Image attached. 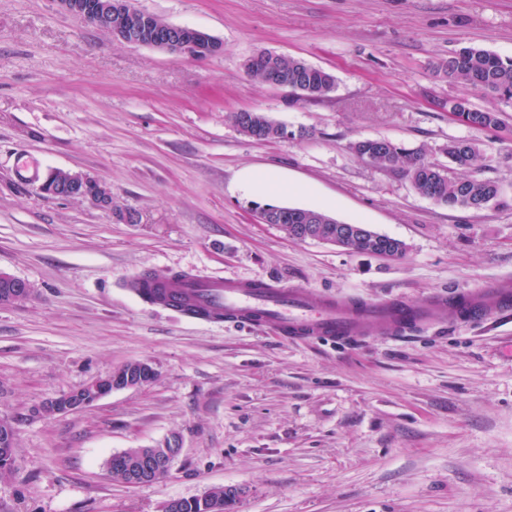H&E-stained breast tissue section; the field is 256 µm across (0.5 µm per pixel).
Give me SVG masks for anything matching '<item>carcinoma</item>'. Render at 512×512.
Masks as SVG:
<instances>
[{"mask_svg":"<svg viewBox=\"0 0 512 512\" xmlns=\"http://www.w3.org/2000/svg\"><path fill=\"white\" fill-rule=\"evenodd\" d=\"M278 64L297 76L301 89L291 86L292 94L300 91L307 97H321L336 88L335 76L305 60L284 55ZM448 82L460 84L471 92L491 94L504 104L512 105V59H502L485 49L466 47L448 57L443 64ZM448 113L458 122L479 130L498 129L503 125L502 113L476 107L469 96L448 99ZM351 149L361 159L372 154L375 167L401 174L408 178L414 190L434 202L450 208L483 209L501 203L502 189L490 179L458 177L452 174V166L481 167L482 156L476 146L466 139H452L444 149L448 165H440L425 159L420 150L407 149L389 139L366 138L351 144ZM382 247L401 258L407 251L406 244L396 238L372 232L361 242L351 244V250L370 254Z\"/></svg>","mask_w":512,"mask_h":512,"instance_id":"cac0c4a2","label":"carcinoma"}]
</instances>
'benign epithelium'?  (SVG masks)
<instances>
[{
  "label": "benign epithelium",
  "mask_w": 512,
  "mask_h": 512,
  "mask_svg": "<svg viewBox=\"0 0 512 512\" xmlns=\"http://www.w3.org/2000/svg\"><path fill=\"white\" fill-rule=\"evenodd\" d=\"M62 7L71 15L96 27L106 26L109 33L119 40L132 45L153 46L168 50L175 46L178 53H186L196 57L208 56L219 50V45L210 35L195 28L162 22L154 24L148 17L139 13L131 0H58ZM240 120L253 128L255 138L270 141L274 131L258 121L255 113L244 111ZM38 189L61 199H81L90 202L96 208L112 212V193L99 180L81 173H67V178L58 177V171L47 172ZM320 218L310 212L303 213L298 224L293 226L291 238L307 241L314 238L315 224ZM369 228L361 224H342L336 233V243L349 244L367 236ZM0 281L6 283L0 290V305L12 304L25 300L31 292L29 284L17 277L0 273ZM153 379L154 370L145 363H137L135 369L126 374H109L76 390L64 393L42 403L37 411L43 415L54 417L66 415L84 409L114 390L135 388L143 385V378ZM179 451L177 441H169L162 448H141L136 457L128 459L117 454L118 462L108 464L112 473L125 475L129 484L153 482L168 473L173 458ZM228 488L215 486L208 488L198 500L210 505L211 512H224V499Z\"/></svg>",
  "instance_id": "7a95c632"
}]
</instances>
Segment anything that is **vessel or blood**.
<instances>
[{
	"instance_id": "1",
	"label": "vessel or blood",
	"mask_w": 512,
	"mask_h": 512,
	"mask_svg": "<svg viewBox=\"0 0 512 512\" xmlns=\"http://www.w3.org/2000/svg\"><path fill=\"white\" fill-rule=\"evenodd\" d=\"M165 308L184 306L222 313L225 321L271 327L287 337L358 340L377 332L395 338L411 329L478 321L512 309V281L504 279L454 298L435 295L414 305L404 301L367 302L326 299L274 280L242 281L187 275L177 285H163Z\"/></svg>"
}]
</instances>
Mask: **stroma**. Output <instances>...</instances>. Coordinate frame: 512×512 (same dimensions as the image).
<instances>
[{
  "label": "stroma",
  "mask_w": 512,
  "mask_h": 512,
  "mask_svg": "<svg viewBox=\"0 0 512 512\" xmlns=\"http://www.w3.org/2000/svg\"><path fill=\"white\" fill-rule=\"evenodd\" d=\"M207 32V57L128 45L58 0H0V272L29 283L0 306V419L16 431L0 512H164L209 487L234 512H512V310L391 341L292 340L194 318L128 282L193 272L277 279L321 296L415 303L512 278V106L501 130L448 116L462 95L439 65L461 48L512 58V0H134ZM260 50L331 72L319 98L252 81ZM286 124L260 142L232 113ZM307 129L309 137L297 138ZM387 138L442 163L451 139L485 156L504 202L448 208L350 142ZM39 175L83 173L111 211L41 193ZM251 171L297 184L284 206L402 240L390 260L296 241L241 188ZM132 213L134 222L123 221ZM130 362L151 382L56 417L43 402ZM177 440L161 481L129 485L114 454Z\"/></svg>",
  "instance_id": "35a3bbf8"
}]
</instances>
